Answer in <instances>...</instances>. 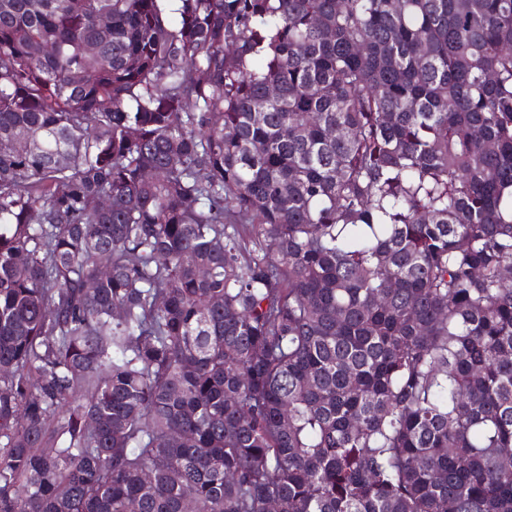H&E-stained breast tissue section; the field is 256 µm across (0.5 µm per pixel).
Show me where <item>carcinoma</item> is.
<instances>
[{
	"label": "carcinoma",
	"mask_w": 512,
	"mask_h": 512,
	"mask_svg": "<svg viewBox=\"0 0 512 512\" xmlns=\"http://www.w3.org/2000/svg\"><path fill=\"white\" fill-rule=\"evenodd\" d=\"M177 2L0 0V512H512V0Z\"/></svg>",
	"instance_id": "1"
}]
</instances>
